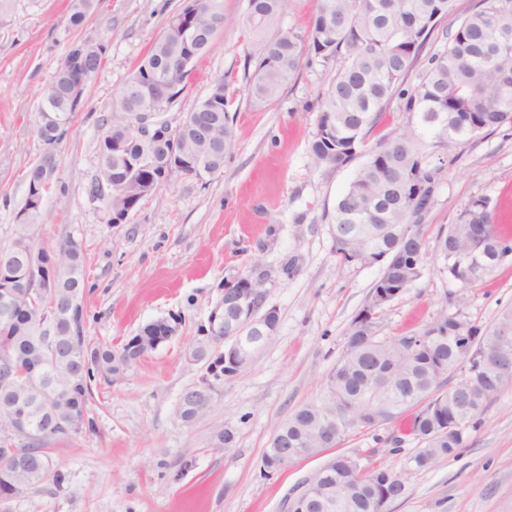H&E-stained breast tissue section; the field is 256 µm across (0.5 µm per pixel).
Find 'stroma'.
<instances>
[{
    "mask_svg": "<svg viewBox=\"0 0 512 512\" xmlns=\"http://www.w3.org/2000/svg\"><path fill=\"white\" fill-rule=\"evenodd\" d=\"M218 3L223 26L160 118L178 125L215 80L232 75L235 151L216 174L172 176L122 224L111 223L106 202L91 195L100 127L184 0H96L80 28L69 21L72 0H17L9 22L0 24V246L16 236L26 172L46 149L36 131V103L73 42H102V68L54 147L56 183L33 240L50 252L68 238L81 243L84 332L91 344L116 346L153 320L182 319L178 335L131 371L97 381L93 431L51 452L64 482L49 480L0 499V512H283L288 494L324 462L303 459L267 474L262 456L279 424L320 396L343 352L345 331L381 272L377 265L337 262L332 217L355 167L316 164L309 150L319 94L336 65L303 62L276 102L253 104L245 91L248 0ZM478 195L496 208L502 231L512 233V124L462 145L427 224L447 230ZM256 261L271 275L277 330L250 367L216 386L210 409L185 423L181 395L207 375L205 362L193 360L188 347L220 299L221 285ZM506 307H512V258L468 285L432 251L422 277L384 308L379 333L422 331L443 309L484 327ZM409 428L404 416L355 431L334 449L363 468L405 475L406 494L387 512H512V384L488 404L458 456L415 470L420 445ZM224 430L234 435L226 447L218 442ZM393 435L402 439L400 451L390 449Z\"/></svg>",
    "mask_w": 512,
    "mask_h": 512,
    "instance_id": "stroma-1",
    "label": "stroma"
}]
</instances>
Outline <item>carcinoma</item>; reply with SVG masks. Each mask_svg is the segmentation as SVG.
Wrapping results in <instances>:
<instances>
[{
  "instance_id": "1",
  "label": "carcinoma",
  "mask_w": 512,
  "mask_h": 512,
  "mask_svg": "<svg viewBox=\"0 0 512 512\" xmlns=\"http://www.w3.org/2000/svg\"><path fill=\"white\" fill-rule=\"evenodd\" d=\"M95 0H73L70 23L83 26ZM196 15L199 35L194 44L180 40L172 30L156 40L134 70L135 88H126L113 101L112 114L99 141L98 175L112 187L110 209H136L158 187L167 169L192 171L199 159L219 170L232 154L236 139L230 130L228 97L212 109L196 106L190 122L178 125V144L173 155L156 145L132 138L126 128L135 112H162L175 102L172 87H186L193 69L174 66L177 58L191 52L200 58L210 47L215 30L209 14L219 13L217 0H201ZM480 7L464 17L453 30H445L442 49L428 59L419 84L404 85L405 74L440 23L453 11L454 0H319L317 14L303 35L291 31L270 34L283 0H249L246 25L251 37L248 60L254 69L247 80V95L258 105L277 100L285 83L305 59L333 60L336 75L320 94L317 132L310 144L314 161L327 167H342L362 152L367 132L382 118L389 101L396 97L407 115L405 124L384 136L367 153L346 191L335 205L331 238L337 262L354 265L377 253L396 250L395 265L388 268L370 292L364 309L351 320L346 342L336 366L328 376L324 393L316 402L302 405L276 430L288 447L310 457L325 447L332 433L335 447L357 430L364 415L376 416L374 425L389 424L412 412L411 430L422 448L413 457L415 467L457 455L477 417L466 418L467 401L484 412L500 388L495 370L471 362L461 372L460 389L445 388L448 361L457 354L456 323L441 314L418 334L386 338L378 335L380 313L387 297L404 289L416 276V253L427 255L429 225L423 213L434 201L445 166L456 159L464 142L512 121V0H479ZM97 56L96 66L80 74L70 68L75 48H69L38 104L37 133L48 146L58 141L51 129L50 113L71 121L75 108L70 100L73 81L89 84L102 64L103 46H89ZM47 151L26 173L27 188L53 181L56 170L43 161ZM17 237L0 250V257L30 250L36 258L48 251L35 247L33 226L41 223L42 206L25 197ZM434 249L443 256L448 273L464 283L492 275L500 262L498 252L512 253V238L501 234L488 198L475 196L462 207L457 221L435 238ZM55 268L44 270L42 294L30 293L32 272L20 263L0 267L3 287L13 288L11 312H0V396L11 394L14 409L26 422L27 431L14 437L33 450L23 463L0 449V498L18 497L51 479L64 475L53 469L51 446L93 429L88 405L96 380H112L130 370L144 356V343L154 346L163 320H154L118 349L110 345L89 346L84 335L85 316L68 324L53 323L51 299L70 297L75 278L85 273V255L72 239L55 251ZM470 349L480 354L497 351L512 365V307L503 309L495 321L481 329L469 325ZM218 337L203 336L192 342L190 355L209 361L210 380L232 377L236 368L217 354ZM49 391L53 408L41 403L38 389ZM468 420L459 430L450 428ZM326 486V498L305 512H372L374 501L393 502L406 492V484L391 481L393 473L373 468L349 467L346 457L315 471Z\"/></svg>"
}]
</instances>
